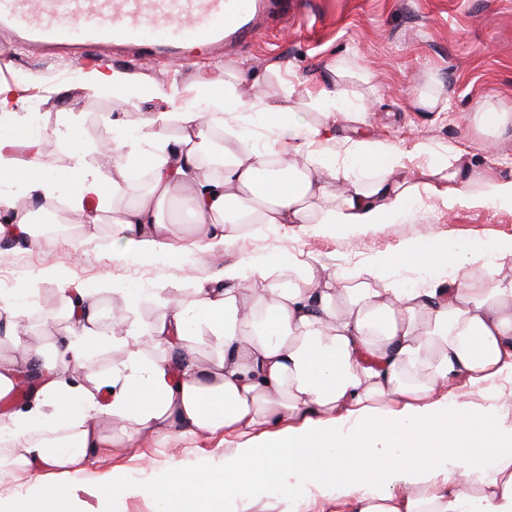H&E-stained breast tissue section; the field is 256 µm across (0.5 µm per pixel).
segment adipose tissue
<instances>
[{
  "label": "adipose tissue",
  "mask_w": 512,
  "mask_h": 512,
  "mask_svg": "<svg viewBox=\"0 0 512 512\" xmlns=\"http://www.w3.org/2000/svg\"><path fill=\"white\" fill-rule=\"evenodd\" d=\"M333 79L311 99L325 122L301 125L279 119L276 103L244 99L235 83L199 80L205 108L154 112L136 131L107 132L99 144L108 167L76 159L70 178L58 176L24 126L0 134V238L47 235L28 221V206L62 196L98 219L91 198L122 195L128 203L112 235V254L164 260L179 222L163 221L158 207L173 187L190 223L207 239L232 241L245 224H315L357 233L397 223L418 190L445 208L466 203L512 212V176L475 170L461 154L433 152L424 185L400 176L405 152L395 144L352 142L344 166L316 150L329 139L330 116L350 100L345 61L330 63ZM232 116L238 133L224 145L215 127ZM277 124L279 142L294 151H258L244 131ZM184 132L173 141L170 123ZM221 149L224 171L212 176L199 157ZM147 160L151 193H141L128 173ZM278 174H269V163ZM322 200L329 209H319ZM489 257L512 262V238L485 254L449 251L445 242L416 238L400 251L409 265L437 275L455 271L448 288L423 297L386 281L388 257L372 258L363 273L329 272L292 262L281 281L276 263L241 262L218 270L194 290L192 303L170 304L148 333L160 358L145 362L136 348L138 329L124 333L100 326L99 289H63L68 334L54 357L15 339L14 353L0 356V403L7 402L29 370L41 384L28 410L0 414V465L9 464L33 487L11 512H79L67 482L86 460L109 448H134L141 435L224 432L240 438L224 454V467L201 466L191 481L158 489L165 501L206 498L207 512H224L243 499L252 482L278 481L289 505L301 487L336 503V512H512V426L496 419L501 393L495 383L512 375V278L489 288H468L472 264ZM260 280L270 300L246 304L242 283ZM207 325L218 349L214 367L199 368L189 327ZM126 347L107 382L110 399L99 403L81 386H63L60 367L83 368L86 353L116 341ZM485 393L482 408L457 395ZM109 417L104 429L101 417ZM375 424L364 432L362 420Z\"/></svg>",
  "instance_id": "adipose-tissue-1"
}]
</instances>
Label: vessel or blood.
Wrapping results in <instances>:
<instances>
[{
  "label": "vessel or blood",
  "mask_w": 512,
  "mask_h": 512,
  "mask_svg": "<svg viewBox=\"0 0 512 512\" xmlns=\"http://www.w3.org/2000/svg\"><path fill=\"white\" fill-rule=\"evenodd\" d=\"M300 0H0V37L37 51L70 43L136 49L142 58L181 59L186 50L253 37L258 16L278 21Z\"/></svg>",
  "instance_id": "obj_1"
}]
</instances>
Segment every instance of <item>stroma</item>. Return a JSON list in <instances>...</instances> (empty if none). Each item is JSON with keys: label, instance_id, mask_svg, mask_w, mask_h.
Wrapping results in <instances>:
<instances>
[{"label": "stroma", "instance_id": "stroma-1", "mask_svg": "<svg viewBox=\"0 0 512 512\" xmlns=\"http://www.w3.org/2000/svg\"><path fill=\"white\" fill-rule=\"evenodd\" d=\"M260 25L262 33L253 43L218 47L179 61H144L129 50L104 47L101 61L78 66L71 61V46L39 57L27 44L14 42L0 61V84L15 90L17 103L13 115L0 118V127L22 124L38 133L56 171H69L78 152L100 166L104 160L96 145L110 125L134 130L149 113L165 110V103L152 95L155 86H176L180 103L201 104L197 81L218 64L227 66L230 80L246 97L275 101L282 119L315 125L323 116L307 93L327 84L326 63L341 58L351 66L349 86L364 110L335 114V139L327 149L336 162L345 160L351 141L366 138L400 145L408 156L407 176L415 183L425 181L428 156L418 149L422 143L429 150L460 149L477 169L512 174V126L486 134L472 122L474 110L481 106L512 107V0H305L284 23L264 19ZM112 68L135 77V104L89 89L93 70ZM429 87L443 91L445 111L413 107L417 92ZM58 126L77 129L78 142L51 136ZM125 205V197L106 198L98 223L77 248L65 238L38 245L25 238L0 239V268L13 275L6 296L20 310L19 322L30 343L48 344L65 335L68 321L61 289H92L103 279L114 286L103 302L129 308L130 323L143 331L137 348L148 360L157 350L145 331L163 313L152 303L153 293L163 288L173 301L190 303L196 284L218 265L301 255L331 270H354L377 255L398 256L401 243L413 238L431 237L474 251L512 237V212L491 205L448 209L422 191L399 223L355 235L252 224L232 242L211 247L200 241L194 228L184 226L173 257L157 263L113 257L112 226ZM135 292L142 300L132 308L128 302ZM120 356L117 349L89 351L88 373L62 370L58 377L96 390L99 379L111 376ZM238 443V438L220 433L146 434L138 447L97 455L83 471L71 475L70 483L82 512H159L163 507L169 512H200L198 498L163 506L153 491L191 477L203 457L221 467L225 448ZM108 479L128 486V493L109 502L98 499L94 490Z\"/></svg>", "mask_w": 512, "mask_h": 512}]
</instances>
